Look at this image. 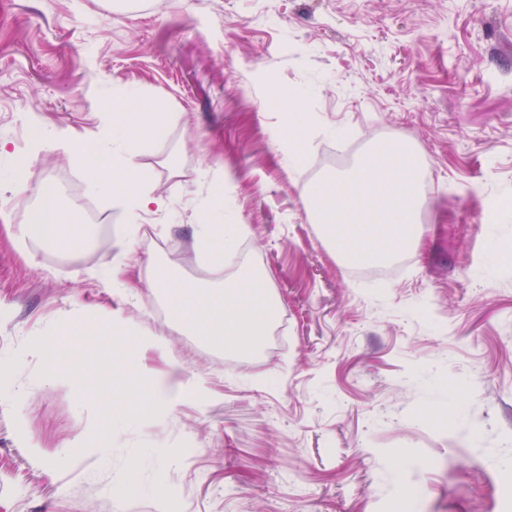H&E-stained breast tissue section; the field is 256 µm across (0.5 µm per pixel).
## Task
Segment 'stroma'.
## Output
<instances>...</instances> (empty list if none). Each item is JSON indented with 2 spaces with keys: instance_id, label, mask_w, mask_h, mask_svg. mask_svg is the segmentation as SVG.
I'll list each match as a JSON object with an SVG mask.
<instances>
[{
  "instance_id": "1",
  "label": "stroma",
  "mask_w": 512,
  "mask_h": 512,
  "mask_svg": "<svg viewBox=\"0 0 512 512\" xmlns=\"http://www.w3.org/2000/svg\"><path fill=\"white\" fill-rule=\"evenodd\" d=\"M126 86L170 118L139 162L156 239L90 191L57 146L102 124ZM309 90L297 159L285 103ZM410 142L431 188L423 243L384 281L340 268L311 190L372 147ZM0 141L31 157L28 203L0 184V512H512V0H0ZM248 227L240 268L267 276L287 327L252 355L187 334L148 288L98 276L128 247L150 274L213 281L193 246L209 193ZM94 205L84 247L24 231L31 200ZM99 323L138 349H93L144 383L202 379L142 424L112 422L39 350ZM452 418L431 416L449 391ZM107 449L109 463L98 451ZM141 490L129 492L127 478Z\"/></svg>"
}]
</instances>
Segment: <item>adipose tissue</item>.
Returning a JSON list of instances; mask_svg holds the SVG:
<instances>
[{
	"instance_id": "1",
	"label": "adipose tissue",
	"mask_w": 512,
	"mask_h": 512,
	"mask_svg": "<svg viewBox=\"0 0 512 512\" xmlns=\"http://www.w3.org/2000/svg\"><path fill=\"white\" fill-rule=\"evenodd\" d=\"M112 108L100 137L68 135L63 147L83 168L90 189L112 198L134 215L161 209L163 202L147 188L138 157L144 147L163 136L169 125L166 113L137 111L128 106V90H106ZM206 224L200 225L194 243L216 266L233 258L234 249L247 234L243 224L224 221V193L210 192L205 207ZM41 244H78L85 238L82 225L68 220L57 199L43 195L32 224ZM146 287L160 289L173 318L182 328L222 349L247 354L254 351L266 333L277 309L264 277L240 272L234 277L202 284L175 278L146 279ZM77 390H92L98 408L140 417L153 406L180 399L189 384L170 383L145 387L126 368L103 377L97 366L82 363L72 376Z\"/></svg>"
}]
</instances>
